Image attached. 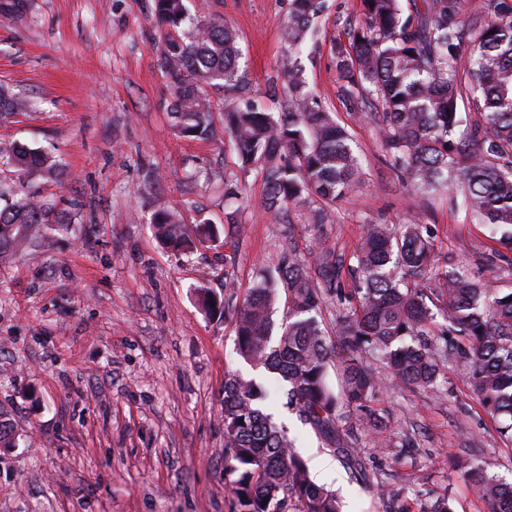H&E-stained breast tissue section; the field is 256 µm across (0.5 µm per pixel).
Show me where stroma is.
Listing matches in <instances>:
<instances>
[{"label":"stroma","mask_w":512,"mask_h":512,"mask_svg":"<svg viewBox=\"0 0 512 512\" xmlns=\"http://www.w3.org/2000/svg\"><path fill=\"white\" fill-rule=\"evenodd\" d=\"M316 44L302 52L305 78L336 114L365 163V182L337 202L323 228L350 254L364 225H428L435 247L493 288H512V266L488 265L487 226L443 195L414 194L388 164L377 127L344 97L336 71L344 22L360 0H326ZM190 10L231 25L256 103L281 109L277 82L288 0H190ZM153 0H28L0 21V84L34 107L0 126V141L46 150L64 171L32 174L62 222L36 253L0 261V418L16 445L0 448V512H229L224 483V379L251 375L229 325L207 319L194 290L238 294L284 250L308 255L297 216L278 224L262 208L263 183L242 177L230 141L174 134L173 90L161 67ZM204 169L194 183L186 173ZM175 208L183 223L241 224L244 234L183 254L159 243L151 216ZM376 407L382 436L344 429L363 451L365 477L286 408L275 417L308 459L313 480L343 512H417L448 498L453 512H486L459 477L474 458L512 480V444L450 366L439 391L386 381ZM391 490L384 498L380 489Z\"/></svg>","instance_id":"stroma-1"}]
</instances>
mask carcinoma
Returning a JSON list of instances; mask_svg holds the SVG:
<instances>
[{
  "instance_id": "cac0c4a2",
  "label": "carcinoma",
  "mask_w": 512,
  "mask_h": 512,
  "mask_svg": "<svg viewBox=\"0 0 512 512\" xmlns=\"http://www.w3.org/2000/svg\"><path fill=\"white\" fill-rule=\"evenodd\" d=\"M361 0L363 18L346 23L347 43H336V70L344 93L374 108L391 168L429 194L451 189L450 202L489 227L512 249V0H485V16L465 19V0ZM326 0H288L282 31L285 53L278 77L288 96L283 111L252 104L224 112L243 177L262 180L263 208L276 221L295 213L316 233L310 272L288 251L262 266L239 299L195 289L200 311L222 319L235 335L238 356L253 368L278 373L279 401L330 442L351 470L362 473V451L340 443V428L379 432L372 403L383 385L374 362L393 379L439 390L448 366L461 364L483 410L512 442V288L482 286L462 265L436 251L427 225L367 224L352 253L337 257L321 228L336 202L360 188L363 162L349 131L322 105L303 77L301 52L317 36ZM160 32V64L174 91L172 127L187 138L217 140L209 91L241 93L238 35L222 21L190 14L185 0H153ZM32 106L0 86V123ZM0 257L24 244L37 247L55 223L26 176L37 170L63 180L49 153L11 142L0 146ZM155 237L183 253L215 243L224 227L187 226L177 211L159 206ZM347 270L353 287L342 288ZM341 305L336 338L346 353L340 392L327 382L334 347L320 319L324 298ZM287 307L281 322L279 305ZM443 342L432 351L429 338ZM257 383L239 374L224 380V481L231 512H341L336 493L317 484L307 461L274 420ZM461 478L488 506L512 512V482L484 460Z\"/></svg>"
}]
</instances>
